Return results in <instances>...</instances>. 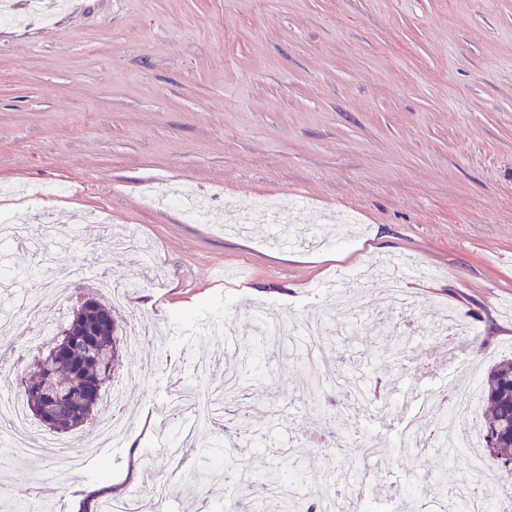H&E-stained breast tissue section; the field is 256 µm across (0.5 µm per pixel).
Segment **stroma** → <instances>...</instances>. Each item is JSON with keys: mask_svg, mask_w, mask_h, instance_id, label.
I'll return each instance as SVG.
<instances>
[{"mask_svg": "<svg viewBox=\"0 0 512 512\" xmlns=\"http://www.w3.org/2000/svg\"><path fill=\"white\" fill-rule=\"evenodd\" d=\"M52 26L0 21V216L37 225L30 243L0 247V318L10 346L30 343L12 300L49 257L73 284L47 305L60 326L89 278L96 242L136 233L149 251L113 250L116 283L157 338L130 359L131 429L109 448L110 484L153 487L163 512H192L169 475L165 446L186 416L170 395L200 380L218 391L265 325L324 319L343 379L384 405L383 418L334 417L336 388L308 358L263 359L227 416L257 413L267 445L205 451L222 473L295 469L304 512L344 497L383 449L378 512H432L421 493L461 461L401 447L404 430L441 422L440 394L512 357V0H72ZM156 191L147 204V191ZM211 196L191 220L184 193ZM280 220L257 212L262 197ZM94 217L75 233L74 213ZM400 262L412 310L395 318L386 281L329 291L340 270ZM457 313L478 329L450 349L435 328ZM7 481L53 512L100 489L94 465L60 483L51 458L13 462Z\"/></svg>", "mask_w": 512, "mask_h": 512, "instance_id": "obj_1", "label": "stroma"}]
</instances>
